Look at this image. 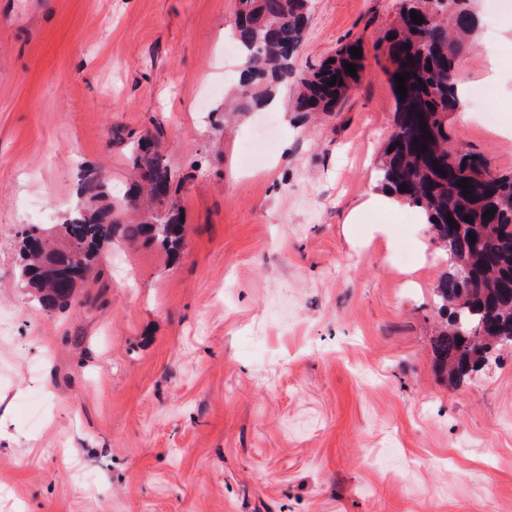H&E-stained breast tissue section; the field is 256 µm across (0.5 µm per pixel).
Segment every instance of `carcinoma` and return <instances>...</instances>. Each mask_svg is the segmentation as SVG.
Masks as SVG:
<instances>
[{
    "label": "carcinoma",
    "mask_w": 512,
    "mask_h": 512,
    "mask_svg": "<svg viewBox=\"0 0 512 512\" xmlns=\"http://www.w3.org/2000/svg\"><path fill=\"white\" fill-rule=\"evenodd\" d=\"M313 2L237 0L230 30L243 59L236 111L267 105L275 89L290 81L297 87L294 111L333 112L362 80L369 51L387 56L396 107L394 128L378 160L379 184L419 208L432 239H451L465 260L464 276L447 272L433 288L444 319L434 343L436 363L448 382L460 385L480 370L491 351L502 347L498 337L512 336V171L495 173L483 163V155L460 148L448 121L460 104L457 71L465 54L476 48V0H417L410 6L400 2L397 23L385 42L370 48L360 39L346 42L331 59L296 73L292 63L303 45ZM413 12L422 23L412 21ZM353 47L361 49V57L352 55ZM347 62L355 65L357 76L346 72ZM405 72L407 96L402 98L395 76ZM128 153L135 177L125 198L136 204L147 197L150 207L142 221L118 224L112 206L96 205L106 195L105 184L90 172L82 191L86 204L61 224L60 244L47 247L48 235L38 227L20 232L24 263L19 277L37 290L44 310L72 304L75 289L99 263L102 247L119 233L170 250L184 244L185 225L175 200L178 188L165 155L147 138L130 141ZM463 178L472 185L468 194L457 185ZM490 208L496 212L484 216ZM47 255L63 271H81V278L69 286L47 278Z\"/></svg>",
    "instance_id": "1"
}]
</instances>
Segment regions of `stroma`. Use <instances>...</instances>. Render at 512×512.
<instances>
[{
  "instance_id": "obj_1",
  "label": "stroma",
  "mask_w": 512,
  "mask_h": 512,
  "mask_svg": "<svg viewBox=\"0 0 512 512\" xmlns=\"http://www.w3.org/2000/svg\"><path fill=\"white\" fill-rule=\"evenodd\" d=\"M235 5L0 0V512H512V348L465 385L439 376L447 256L418 208H359L393 128L385 57L337 111L225 126ZM477 8L449 121L512 171V64L479 62L512 11ZM395 17L315 0L294 70ZM133 136L182 181L186 244L115 238L47 312L19 230L62 223L87 168L126 219Z\"/></svg>"
}]
</instances>
